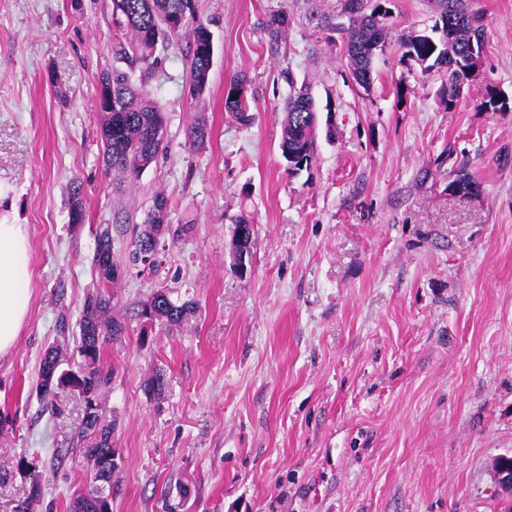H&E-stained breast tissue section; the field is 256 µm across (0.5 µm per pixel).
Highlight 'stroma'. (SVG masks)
Returning a JSON list of instances; mask_svg holds the SVG:
<instances>
[{"instance_id": "35a3bbf8", "label": "stroma", "mask_w": 512, "mask_h": 512, "mask_svg": "<svg viewBox=\"0 0 512 512\" xmlns=\"http://www.w3.org/2000/svg\"><path fill=\"white\" fill-rule=\"evenodd\" d=\"M338 3L198 0L214 37L208 87L187 94L179 41L150 86L166 149L118 191L96 110L125 37L111 0H0V216L26 225L31 255L29 314L0 356V512L28 491L22 455L44 475L35 512H66L88 485L70 450L81 403L65 390L46 409L39 364L53 344L80 360L96 225L142 223L159 193L169 223L191 230L166 241L157 270L130 263L128 236L114 243L112 312L129 323L104 349L101 406L121 454L112 512H504L492 464L512 456V112L480 102L489 88L512 99V0H469L489 25L479 75L452 106L441 76L399 47L433 25V0H390L366 88L324 26ZM277 10L289 25L274 49L264 24ZM238 75L247 126L224 110ZM304 83L322 132L292 174L283 106ZM199 122L211 131L200 149L187 138ZM463 167L477 192L451 190ZM243 219L244 275L231 255ZM162 287L195 314L173 327L133 317ZM157 373L165 387L151 396Z\"/></svg>"}]
</instances>
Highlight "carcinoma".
<instances>
[{"label":"carcinoma","mask_w":512,"mask_h":512,"mask_svg":"<svg viewBox=\"0 0 512 512\" xmlns=\"http://www.w3.org/2000/svg\"><path fill=\"white\" fill-rule=\"evenodd\" d=\"M356 8L345 7L342 14L348 23L326 26L342 34L350 74L362 85L371 83L372 64L377 52L386 44L388 29L382 19L389 10L381 3L369 6L371 0H355ZM439 17L430 31H422L399 41L402 57L413 60L424 70H437L448 77L446 89L448 105H454L464 82L470 80L469 69L473 59L482 57L488 19L473 11L466 0H438ZM112 22L118 28L131 32V40L114 46L116 59L125 67H113L100 77L96 99L97 111L102 115V160L109 172L121 179L137 178L157 161L164 149L167 120L165 113L152 97L148 85L163 59L158 50H167L181 37L191 40L187 55L189 96L204 93L208 86L211 58L208 51L211 31L198 11V0H112ZM288 23V15L275 12L266 23L267 36L272 45L281 40ZM141 69L139 81L132 80V71ZM247 79L233 80L224 101V110L238 122L248 125L253 119L248 97L243 94ZM481 105L491 112H509L512 107L498 98L494 91L487 92ZM317 113L314 110L309 86L293 88L284 109L281 151L288 157V171H300L315 159ZM459 191L471 194L478 190L475 176L460 170L454 179ZM70 219L74 224L85 220V204L81 184L71 187ZM189 230L187 225L174 227L161 224L158 216L147 214L135 225L122 224L115 218L111 224H99L95 230V249L91 265L96 276L95 290L88 294L82 305L78 321V353L81 363L76 370L73 385L83 404V415L77 436L83 455L92 462L90 489L71 497L68 512H112V470L120 453L112 447V426L100 413V399L111 384V371L105 369L102 355L105 344L118 341L127 334L125 317L112 316V298L118 283L114 265L109 263L114 249L115 235L130 234V258L138 262L146 253L159 251L160 240L166 236L178 238ZM171 291L161 289L142 305L138 316L150 322L158 321L176 326L191 316L195 308L189 302L180 305L170 299ZM61 358L57 348L48 347L41 359L37 396L49 403L50 392L45 390L43 376L48 363ZM33 463L21 456L17 469L29 473L28 496L16 508L31 512L42 492V475L32 471Z\"/></svg>","instance_id":"cac0c4a2"}]
</instances>
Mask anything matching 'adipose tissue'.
<instances>
[{"instance_id": "ef3b65f1", "label": "adipose tissue", "mask_w": 512, "mask_h": 512, "mask_svg": "<svg viewBox=\"0 0 512 512\" xmlns=\"http://www.w3.org/2000/svg\"><path fill=\"white\" fill-rule=\"evenodd\" d=\"M27 227L0 221V355L15 345L30 307Z\"/></svg>"}]
</instances>
